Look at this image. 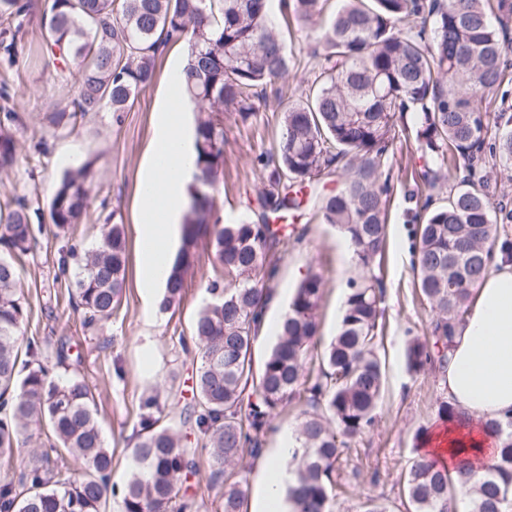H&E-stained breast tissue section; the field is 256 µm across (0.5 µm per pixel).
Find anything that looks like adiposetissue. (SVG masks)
Returning <instances> with one entry per match:
<instances>
[{"mask_svg": "<svg viewBox=\"0 0 512 512\" xmlns=\"http://www.w3.org/2000/svg\"><path fill=\"white\" fill-rule=\"evenodd\" d=\"M194 155V133L181 114L161 110L147 171L135 187L141 211L139 284L151 296L164 286L177 255L175 243L182 234L188 187L197 173ZM440 385L458 420L433 424L422 456L449 469L469 460L474 476H481L499 446L484 424L512 413V262L495 258L473 288L453 326L452 349ZM278 440V448L255 462L252 512H289L283 491L293 475L284 461L296 448L294 429H279Z\"/></svg>", "mask_w": 512, "mask_h": 512, "instance_id": "obj_1", "label": "adipose tissue"}]
</instances>
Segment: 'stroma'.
Here are the masks:
<instances>
[{
  "mask_svg": "<svg viewBox=\"0 0 512 512\" xmlns=\"http://www.w3.org/2000/svg\"><path fill=\"white\" fill-rule=\"evenodd\" d=\"M32 3L25 40L35 44V51L24 52L13 64L0 59V74L8 73L18 91L14 109L20 118L13 128L19 161L0 174V205L25 197L40 208L33 219L38 244L25 261L21 281L31 315L26 333L46 339L48 355L63 353L67 370L80 372L92 385L103 433L112 450V480L120 483L128 475L143 401L154 396L168 404L192 396L197 356L182 352L177 337L190 333L203 286L216 274L210 248L202 240L179 307L160 311L138 285L140 212L135 186L147 165L155 114L168 103L169 71L185 60L186 44L179 41L164 48L156 59L153 82L139 91L128 111L114 113L105 108L88 115L73 130L57 131L48 126L45 115L74 97L77 81H55L54 58L37 48L51 0ZM270 15L295 67L288 77L267 84L247 123L231 118L224 122V173L213 194L228 223L240 220L255 207L262 176L257 159L273 148L283 110L318 70L314 43L294 19L285 17L280 0H271ZM76 156L94 160L95 176L89 217L64 240L50 224L48 209L58 180ZM390 165L394 190L388 204L383 260L385 329L379 346L386 360V392L375 426L352 442L337 465L346 492L337 496L334 512H361L371 498L385 503L388 512H407L403 480L417 455L414 436L420 428L432 426L437 406L445 398L438 375H415L405 365L408 337L424 335L431 318L428 304L413 290L411 252L416 207L411 196L423 190L417 177L423 163L412 144L398 142L390 150ZM114 213L122 217L127 241L126 286L112 319L86 332L81 327L82 314L74 310L64 281L56 277L58 250L66 241L82 250L94 247L103 236L106 217ZM299 223L306 226L307 233L301 243L289 245L283 254L277 285L289 295L300 283L297 271L312 269L321 275L323 294L316 321L318 336L326 343L338 332L347 283L361 277L362 270L346 260L343 234L322 223L315 211H306Z\"/></svg>",
  "mask_w": 512,
  "mask_h": 512,
  "instance_id": "stroma-1",
  "label": "stroma"
}]
</instances>
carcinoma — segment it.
<instances>
[{
  "mask_svg": "<svg viewBox=\"0 0 512 512\" xmlns=\"http://www.w3.org/2000/svg\"><path fill=\"white\" fill-rule=\"evenodd\" d=\"M282 0L283 11L309 30L323 63L308 90L288 103L273 151L258 157L262 182L257 208L226 224L209 190L224 169V115L245 123L254 116L258 88L283 78L290 58L270 21V0H52L43 43L55 57L57 78L78 72L71 110L50 112L57 130L107 107L128 110L152 83L159 51L187 43L182 96L195 112V165L181 247L160 309L180 305L194 249L206 239L220 275L208 281L191 326L179 346L194 347L200 363L193 394L176 419L164 420L158 399L147 400L135 432L128 478L112 483V452L98 420L94 395L76 374L53 378L42 344L26 336L27 303L20 289L24 260L36 245L32 208L24 198L0 208V468L13 469L15 453L48 429L62 452L53 467L35 452L21 461L18 478L0 479V512H200L188 484L197 472L187 427L209 451L212 479L224 484V512H243L245 491L237 468L263 452L270 419L297 401L302 411L299 447L289 468L291 512H332L336 462L349 442L369 431L385 391L381 341L385 290L381 260L388 235L391 193L389 150L399 137L424 160L425 185L448 177V196L425 203L412 230L415 287L435 316L426 335L410 338L407 369L433 373L448 362L453 323L471 288L495 253L512 258V239L499 225L512 209L496 206L490 170L512 166V111L483 110L504 82L512 39V0ZM31 0H0V51L14 61L17 35ZM415 115L409 126L407 113ZM18 120L0 107V173L17 161L11 130ZM94 162L68 170L49 207L50 223L66 235L86 218ZM336 190L314 191L325 177ZM335 226L364 270L351 282L340 330L307 365L317 348L316 312L322 279L310 273L297 287L277 327V340L261 359L255 342L261 299L273 292L288 238L270 221L306 204ZM126 241L111 224L100 245L83 253L61 247L59 274L85 325L112 318L125 286ZM485 426L501 437L495 461L478 483L469 470L455 479L448 469L416 460L403 482L409 512H508L512 507V415Z\"/></svg>",
  "mask_w": 512,
  "mask_h": 512,
  "instance_id": "cac0c4a2",
  "label": "carcinoma"
}]
</instances>
